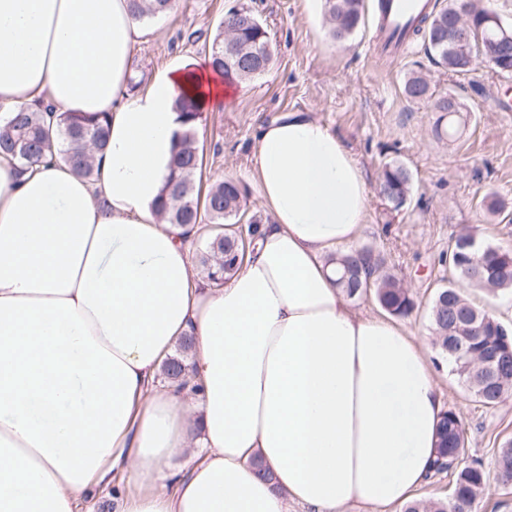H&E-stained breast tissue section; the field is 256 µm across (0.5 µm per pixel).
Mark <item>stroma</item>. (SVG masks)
<instances>
[{
    "label": "stroma",
    "mask_w": 512,
    "mask_h": 512,
    "mask_svg": "<svg viewBox=\"0 0 512 512\" xmlns=\"http://www.w3.org/2000/svg\"><path fill=\"white\" fill-rule=\"evenodd\" d=\"M267 26L274 56L265 74L242 82L223 110L203 113L195 128L204 156L203 185L228 179L247 191L246 210L257 213L260 198L249 177L258 126L278 113L301 111L324 123L351 150L370 188L385 164H402L411 175L406 205L393 210L372 196L368 221L357 242L379 252L414 294L417 308L401 325L425 347L445 407L467 431L465 461L492 465L495 452L512 440V395L482 405L459 385L447 364L437 363L428 312L437 288L453 278L449 254L455 238L512 250V74L484 66L465 74L437 67L422 42L392 58L375 51L378 0H364L362 21L347 41L334 39L323 0H247ZM237 0H176L172 11L145 24L132 60L135 80L148 83L164 66L204 55L225 12ZM414 74L425 77L429 98L404 92ZM489 94L476 95L473 85ZM455 95L463 109L438 111ZM454 126V136L436 128ZM505 208L494 214L492 200Z\"/></svg>",
    "instance_id": "stroma-1"
}]
</instances>
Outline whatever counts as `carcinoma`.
<instances>
[{"label":"carcinoma","instance_id":"obj_1","mask_svg":"<svg viewBox=\"0 0 512 512\" xmlns=\"http://www.w3.org/2000/svg\"><path fill=\"white\" fill-rule=\"evenodd\" d=\"M174 5L175 0H129L132 16L138 22L163 16ZM453 5L454 0H448L445 7L422 15L411 36L421 37L437 66L452 73H467L471 71L467 53H448V14ZM362 7L363 0H324L334 38L343 40L358 28ZM269 43L267 29L248 6L230 9L208 47L211 66L229 80L254 79L273 63V54L266 50ZM405 92L413 100L422 99L429 95L430 86L423 77L413 75L405 82ZM178 110L189 129L174 153L172 175L162 190L158 211L168 223L199 236L201 271L209 283L218 287L244 259L251 244L252 225L259 218L253 215L247 227L239 226L246 190L235 181L216 182L204 195L196 188L203 153L194 130L201 112L185 95L178 100ZM108 135V118L102 112H34L19 107L0 119V155L17 161L23 172L48 160H61L91 181L96 175L95 153L105 149ZM410 182L406 168L387 163L378 193L398 210L407 200ZM468 242L469 237L463 235L455 240L450 262L457 280L436 290L429 322L437 352L448 362L451 373L479 402L495 406L512 392V330L475 308L466 290L512 294V251L486 245L477 254ZM338 264L337 284L346 288L351 298L372 295L385 312L396 317L414 311V295L396 276L384 271L385 260L373 249L362 248L339 259ZM489 361L493 362V371L486 374L480 366ZM163 372L179 388L198 392L183 358H169ZM466 443L462 421L455 412H444L432 475L455 471L452 493L446 500L409 501L402 512H472L485 490L487 471L479 459L459 465ZM494 468L501 483L512 484V441L497 449Z\"/></svg>","mask_w":512,"mask_h":512}]
</instances>
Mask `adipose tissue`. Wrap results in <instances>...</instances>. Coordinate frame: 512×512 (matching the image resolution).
<instances>
[{
	"instance_id": "adipose-tissue-1",
	"label": "adipose tissue",
	"mask_w": 512,
	"mask_h": 512,
	"mask_svg": "<svg viewBox=\"0 0 512 512\" xmlns=\"http://www.w3.org/2000/svg\"><path fill=\"white\" fill-rule=\"evenodd\" d=\"M127 0H0V106L104 112L95 180L0 157V512H78L123 469L118 512H350L407 500L445 410L427 351L354 312L333 251L355 253L370 193L308 113L256 135L264 219L223 287L192 273L157 203L181 95L232 89L186 57L127 90ZM191 337L193 394L158 387Z\"/></svg>"
}]
</instances>
